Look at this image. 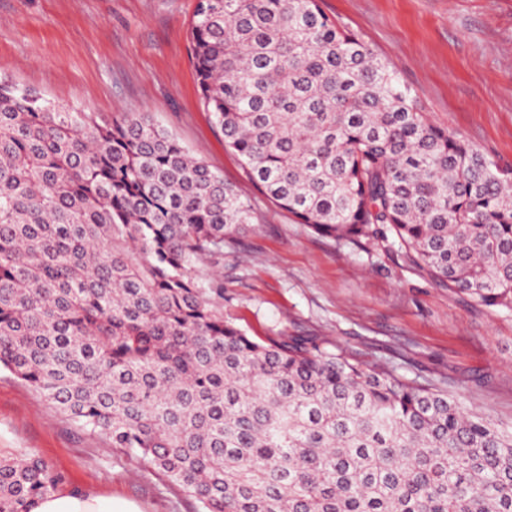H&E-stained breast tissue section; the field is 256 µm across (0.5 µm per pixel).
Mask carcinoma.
<instances>
[{"label":"carcinoma","mask_w":512,"mask_h":512,"mask_svg":"<svg viewBox=\"0 0 512 512\" xmlns=\"http://www.w3.org/2000/svg\"><path fill=\"white\" fill-rule=\"evenodd\" d=\"M189 43L204 110L273 204L512 312V168L429 123L320 0H198ZM254 219L145 113L0 80V370L198 512H512V430L387 364L224 319L213 269ZM64 485L0 455V512Z\"/></svg>","instance_id":"carcinoma-1"}]
</instances>
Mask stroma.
<instances>
[{
	"label": "stroma",
	"mask_w": 512,
	"mask_h": 512,
	"mask_svg": "<svg viewBox=\"0 0 512 512\" xmlns=\"http://www.w3.org/2000/svg\"><path fill=\"white\" fill-rule=\"evenodd\" d=\"M197 0H0V76L66 108L147 112L258 218L224 251V316L256 339L311 336L512 429V312L436 284L383 244L314 234L261 195L201 103ZM420 101L428 120L512 167V0H321ZM33 453L66 486L141 512H195L161 476L0 372V454Z\"/></svg>",
	"instance_id": "35a3bbf8"
}]
</instances>
